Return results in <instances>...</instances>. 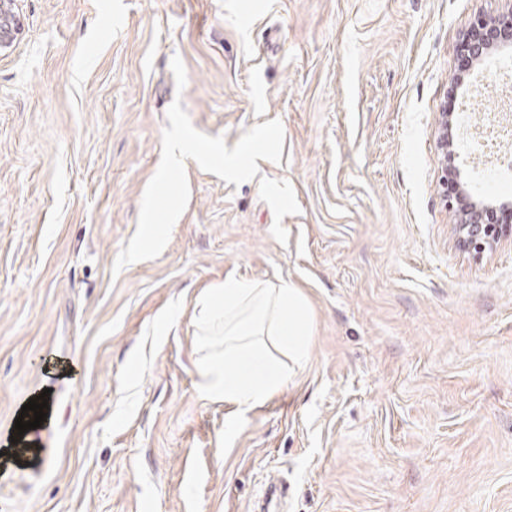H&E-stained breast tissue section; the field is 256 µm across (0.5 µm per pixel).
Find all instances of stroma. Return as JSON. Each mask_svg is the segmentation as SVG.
Here are the masks:
<instances>
[{
    "mask_svg": "<svg viewBox=\"0 0 512 512\" xmlns=\"http://www.w3.org/2000/svg\"><path fill=\"white\" fill-rule=\"evenodd\" d=\"M0 57V430L47 393L6 512H512V236L453 244L436 114L512 0H16ZM189 141L193 152L173 146ZM143 243L139 261L128 259ZM292 280L309 359L203 400L196 298ZM14 2L0 1V56L13 49L23 31L22 20L14 9ZM505 18L507 21L510 22L508 26L512 25L511 13H509L506 16H503L502 18L490 19L479 16L475 19L473 27L478 31H481L482 37V39L479 42L477 41L472 44L473 50L476 54L483 55L482 49L484 47L486 48V50H488L494 46L493 42L487 44L486 40H492V37H494L497 34L498 30L504 25V23H501V21L504 20Z\"/></svg>",
    "mask_w": 512,
    "mask_h": 512,
    "instance_id": "1",
    "label": "stroma"
}]
</instances>
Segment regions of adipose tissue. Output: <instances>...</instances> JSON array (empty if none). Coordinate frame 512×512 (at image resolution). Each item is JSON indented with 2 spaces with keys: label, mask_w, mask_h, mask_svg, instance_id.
<instances>
[{
  "label": "adipose tissue",
  "mask_w": 512,
  "mask_h": 512,
  "mask_svg": "<svg viewBox=\"0 0 512 512\" xmlns=\"http://www.w3.org/2000/svg\"><path fill=\"white\" fill-rule=\"evenodd\" d=\"M197 334L208 352L196 363L200 395L245 414L287 388L309 356L312 314L295 282L226 278L200 296Z\"/></svg>",
  "instance_id": "1"
}]
</instances>
